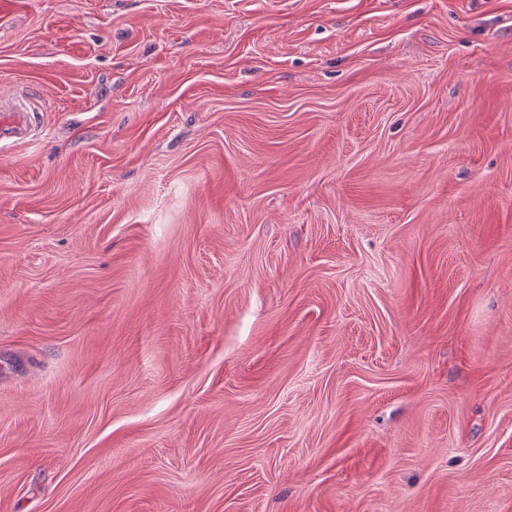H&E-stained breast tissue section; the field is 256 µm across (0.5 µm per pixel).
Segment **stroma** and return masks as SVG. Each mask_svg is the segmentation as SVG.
I'll return each instance as SVG.
<instances>
[{
    "label": "stroma",
    "mask_w": 512,
    "mask_h": 512,
    "mask_svg": "<svg viewBox=\"0 0 512 512\" xmlns=\"http://www.w3.org/2000/svg\"><path fill=\"white\" fill-rule=\"evenodd\" d=\"M0 512H512V0H0ZM33 93L23 92L19 96V102L14 107L5 110L0 108V149L14 140H23L28 136L27 112L28 104L33 101Z\"/></svg>",
    "instance_id": "35a3bbf8"
}]
</instances>
